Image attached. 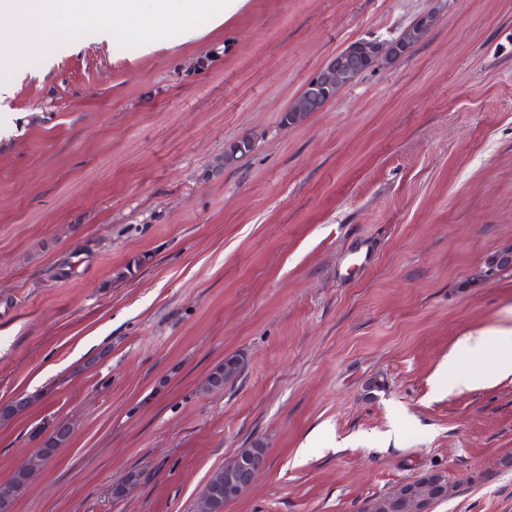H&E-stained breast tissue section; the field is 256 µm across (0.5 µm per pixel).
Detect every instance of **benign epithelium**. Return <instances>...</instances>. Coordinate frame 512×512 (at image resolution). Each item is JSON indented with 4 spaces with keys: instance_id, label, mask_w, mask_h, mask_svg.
<instances>
[{
    "instance_id": "1",
    "label": "benign epithelium",
    "mask_w": 512,
    "mask_h": 512,
    "mask_svg": "<svg viewBox=\"0 0 512 512\" xmlns=\"http://www.w3.org/2000/svg\"><path fill=\"white\" fill-rule=\"evenodd\" d=\"M432 24L429 16L421 18L410 26L404 35L392 43L387 56L392 58L396 51L407 49V44L423 36ZM382 56V47L374 41H364L359 47L348 46L329 58L311 77L307 86L310 91L301 93L288 109L291 123H297L313 112L323 110L318 92L327 93L336 90L340 85H349L353 76L361 71L363 64L373 56ZM245 367L244 359L236 354L224 357V382L214 385L222 389L234 383ZM267 465V449L262 447L241 448L232 459L224 463V487L218 486L206 490L209 512H225V506L240 498L253 485L257 477ZM446 479L433 477L429 481L432 497L428 498L409 480L400 485L397 498L392 503L395 512H404L411 508L412 512H431L434 505L447 494L444 487Z\"/></svg>"
}]
</instances>
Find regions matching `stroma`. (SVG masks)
I'll use <instances>...</instances> for the list:
<instances>
[{"instance_id": "35a3bbf8", "label": "stroma", "mask_w": 512, "mask_h": 512, "mask_svg": "<svg viewBox=\"0 0 512 512\" xmlns=\"http://www.w3.org/2000/svg\"><path fill=\"white\" fill-rule=\"evenodd\" d=\"M434 19L302 124L327 57ZM202 32L180 41L181 23ZM136 19L42 64L0 105V480L69 441L12 512H194L251 441L225 512H362L430 471L433 512H512V356L468 388L449 357L512 328V0H248ZM253 147L232 165L225 148ZM239 379L206 387L225 356ZM122 496H114L115 488ZM267 465V448H241L232 459L224 463V474L216 471L206 486L224 481V489L219 486L207 488L206 499L209 512H224L225 506L240 498L253 485ZM205 486V488H206Z\"/></svg>"}]
</instances>
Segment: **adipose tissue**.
Returning <instances> with one entry per match:
<instances>
[{
	"label": "adipose tissue",
	"mask_w": 512,
	"mask_h": 512,
	"mask_svg": "<svg viewBox=\"0 0 512 512\" xmlns=\"http://www.w3.org/2000/svg\"><path fill=\"white\" fill-rule=\"evenodd\" d=\"M190 0H0V22L22 16L31 23H41L53 14L71 25L94 22V36L98 41L111 42L113 26L128 16H138L144 52L156 50L157 44L149 31L158 18L178 17Z\"/></svg>",
	"instance_id": "obj_1"
}]
</instances>
